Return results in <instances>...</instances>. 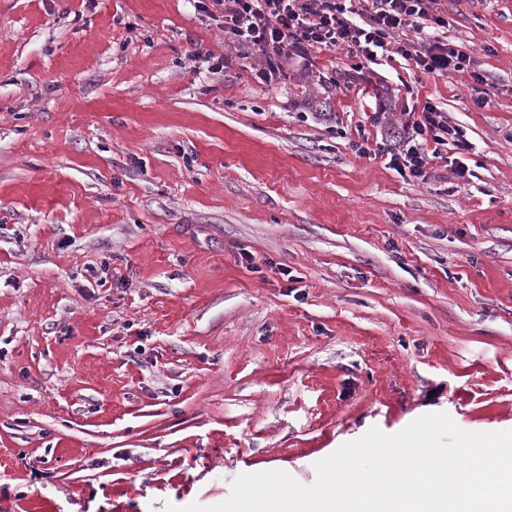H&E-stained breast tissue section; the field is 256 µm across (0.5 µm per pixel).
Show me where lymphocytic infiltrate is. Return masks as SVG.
<instances>
[{"instance_id":"f902f5d3","label":"lymphocytic infiltrate","mask_w":512,"mask_h":512,"mask_svg":"<svg viewBox=\"0 0 512 512\" xmlns=\"http://www.w3.org/2000/svg\"><path fill=\"white\" fill-rule=\"evenodd\" d=\"M439 0H199L198 6L224 30L240 58L252 60L251 75L263 85L276 83L287 65L312 66V51H345L363 64L378 65L387 54L435 76L469 72L474 84L483 76L468 48L444 41L435 31L446 20ZM458 150L450 164L461 179L472 170L460 159L471 151L465 132L433 104L408 113L390 156L393 169L422 182L427 166L442 158L444 147Z\"/></svg>"}]
</instances>
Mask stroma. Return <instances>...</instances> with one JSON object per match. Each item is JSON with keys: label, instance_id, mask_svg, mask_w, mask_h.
<instances>
[{"label": "stroma", "instance_id": "35a3bbf8", "mask_svg": "<svg viewBox=\"0 0 512 512\" xmlns=\"http://www.w3.org/2000/svg\"><path fill=\"white\" fill-rule=\"evenodd\" d=\"M440 7L485 107L398 56L259 84L193 0H0V512L309 486L428 413L512 430V0ZM428 101L480 185L351 150Z\"/></svg>", "mask_w": 512, "mask_h": 512}]
</instances>
